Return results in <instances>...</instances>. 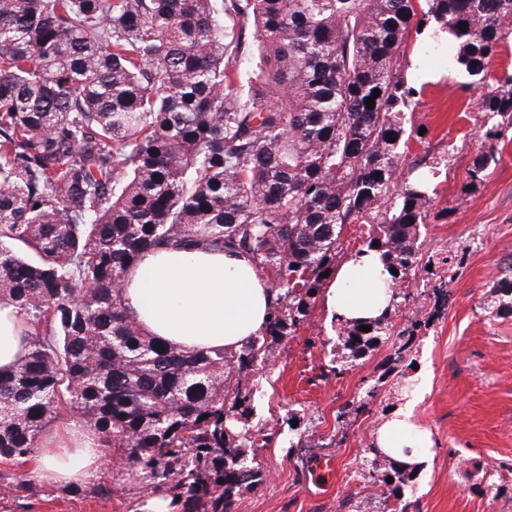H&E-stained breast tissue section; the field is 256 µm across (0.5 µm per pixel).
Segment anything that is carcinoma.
Wrapping results in <instances>:
<instances>
[{"label": "carcinoma", "mask_w": 512, "mask_h": 512, "mask_svg": "<svg viewBox=\"0 0 512 512\" xmlns=\"http://www.w3.org/2000/svg\"><path fill=\"white\" fill-rule=\"evenodd\" d=\"M424 2L0 0V298L30 326L0 373L1 460L28 461L67 412L127 460L138 512H230L265 483L252 375L308 320L344 226H371L394 287L418 262L428 193L394 175L420 135L400 58L428 18L457 40L448 66L480 91L483 136L512 131V74L490 70L512 0ZM496 162L477 155L462 191ZM200 244L247 254L273 295L235 351L164 346L124 303L143 252ZM493 289L492 314L512 317V276ZM387 319L341 323L347 358ZM419 468L374 448L364 470L385 509L409 512Z\"/></svg>", "instance_id": "cac0c4a2"}]
</instances>
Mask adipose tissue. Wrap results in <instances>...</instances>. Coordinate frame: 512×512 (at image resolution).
Returning <instances> with one entry per match:
<instances>
[{
  "mask_svg": "<svg viewBox=\"0 0 512 512\" xmlns=\"http://www.w3.org/2000/svg\"><path fill=\"white\" fill-rule=\"evenodd\" d=\"M390 277L378 254L351 256L325 292L328 312L341 320H370L384 314ZM123 297L145 331L187 351L239 349L266 325L272 295L252 260L237 251L163 249L145 253L128 269ZM25 320L8 300L0 301V371L13 370L27 352ZM106 459L98 436L67 428L44 442L32 478L53 482L86 480Z\"/></svg>",
  "mask_w": 512,
  "mask_h": 512,
  "instance_id": "obj_1",
  "label": "adipose tissue"
}]
</instances>
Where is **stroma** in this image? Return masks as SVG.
Segmentation results:
<instances>
[{
  "label": "stroma",
  "mask_w": 512,
  "mask_h": 512,
  "mask_svg": "<svg viewBox=\"0 0 512 512\" xmlns=\"http://www.w3.org/2000/svg\"><path fill=\"white\" fill-rule=\"evenodd\" d=\"M405 61L418 90L407 123L424 134L395 167L404 179L430 170L435 176L413 299L392 310L390 332L415 320L424 327L398 367V389L378 390L392 342L351 364L334 360L337 322L316 302L304 328L277 345L256 376L257 417L269 435L258 455L266 481L235 497L231 512H348L355 501L383 512L379 490L366 487L360 473L387 403L411 407L412 423L431 440L412 492L420 512H512V496L490 489L512 485V318L492 317L490 294L512 270V139L483 137L474 123L478 95L462 90L456 71L417 44ZM492 151L497 164L476 189L462 192L473 158ZM323 456L336 461L326 490L313 483ZM0 474L24 487L14 495L0 485V512H128L141 492L129 478L117 495L100 496L97 486L116 474L110 463L76 484L31 480L26 466L1 461Z\"/></svg>",
  "instance_id": "obj_1"
}]
</instances>
